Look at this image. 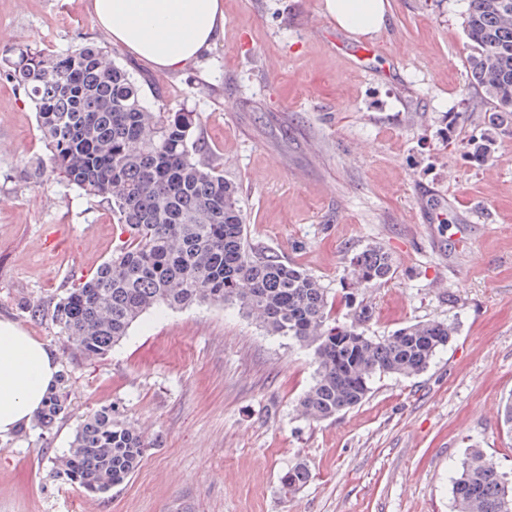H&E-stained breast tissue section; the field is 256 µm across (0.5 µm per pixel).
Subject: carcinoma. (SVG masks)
Returning <instances> with one entry per match:
<instances>
[{"label":"carcinoma","mask_w":512,"mask_h":512,"mask_svg":"<svg viewBox=\"0 0 512 512\" xmlns=\"http://www.w3.org/2000/svg\"><path fill=\"white\" fill-rule=\"evenodd\" d=\"M469 78L492 105L487 132L471 144L489 158L499 130L512 127V0H467ZM34 103L50 154L41 166L112 207L129 243L55 302L50 321L88 360L101 359L152 309L235 304L267 333L314 347V378L299 399L306 418L324 420L359 405L372 381L424 372L456 327L418 321L376 339L362 308L349 323L329 315V295L305 270L250 247L239 187L196 157L190 112H147L143 84L94 43L61 53L29 45L0 55V74ZM393 256L372 245L353 254L345 299L392 277ZM62 372L36 426L65 414ZM148 442L103 407L75 433L58 473L105 494L138 468ZM310 479L298 463L280 478L284 494ZM454 512H512V474L472 448L451 477Z\"/></svg>","instance_id":"obj_1"}]
</instances>
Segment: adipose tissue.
<instances>
[{
	"label": "adipose tissue",
	"mask_w": 512,
	"mask_h": 512,
	"mask_svg": "<svg viewBox=\"0 0 512 512\" xmlns=\"http://www.w3.org/2000/svg\"><path fill=\"white\" fill-rule=\"evenodd\" d=\"M323 10L354 35L387 23V0H323ZM91 12L113 43L162 71L182 68L224 34L223 0H92ZM59 373L55 352L0 320V435L29 425Z\"/></svg>",
	"instance_id": "obj_1"
}]
</instances>
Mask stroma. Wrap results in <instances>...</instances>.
Wrapping results in <instances>:
<instances>
[{"instance_id":"35a3bbf8","label":"stroma","mask_w":512,"mask_h":512,"mask_svg":"<svg viewBox=\"0 0 512 512\" xmlns=\"http://www.w3.org/2000/svg\"><path fill=\"white\" fill-rule=\"evenodd\" d=\"M387 26L336 50L321 0H224V36L177 71L136 58L89 0H0V51L95 43L146 78L147 111L192 112L204 158L240 189L252 246L316 276L332 314L353 253H391V279L356 293L378 338L431 319L456 334L414 377L387 375L337 417L297 403L312 347L234 305L152 310L103 359L58 336L55 301L128 238L111 208L48 170L37 114L0 76V319L54 350L67 413L0 438V512H453L449 476L471 446L512 471V130L479 165L465 152L488 105L466 71L467 0H388ZM443 214L430 224L426 211ZM41 304L42 316L27 307ZM150 441L123 484L89 494L57 476L101 407ZM310 481L284 495L280 477ZM310 479L307 467L298 463L288 468L280 478L281 489L285 495L293 494L302 488Z\"/></svg>"}]
</instances>
